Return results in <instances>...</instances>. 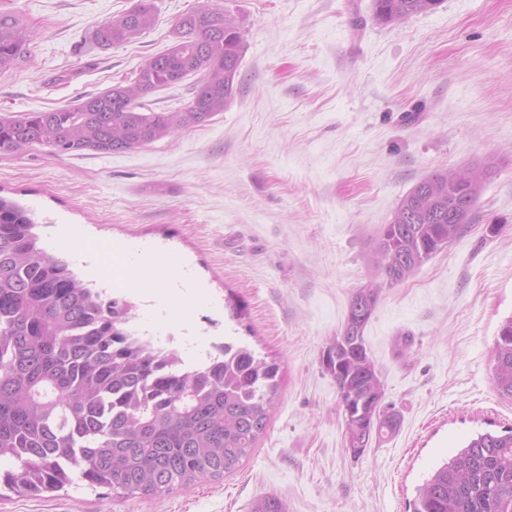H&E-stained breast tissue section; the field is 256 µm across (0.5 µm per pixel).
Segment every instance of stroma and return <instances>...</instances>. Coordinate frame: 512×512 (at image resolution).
<instances>
[{
  "instance_id": "obj_1",
  "label": "stroma",
  "mask_w": 512,
  "mask_h": 512,
  "mask_svg": "<svg viewBox=\"0 0 512 512\" xmlns=\"http://www.w3.org/2000/svg\"><path fill=\"white\" fill-rule=\"evenodd\" d=\"M135 0H0L30 30L26 63L0 74V113L76 104L170 47L183 14L231 11L244 39L238 90L194 130L120 154H0V195L32 213L75 273L79 252L133 242L178 259L199 296L136 299L134 325L207 351L237 336L275 353L283 387L237 470L157 498L74 477L66 490L4 492L0 512H413L430 473L475 435L512 430L492 380L512 315V0H442L397 25L372 0H155L153 29L100 49L95 27ZM494 160L466 232L404 283L384 287L365 331L396 432L360 456L344 445L320 355L352 292L378 272L373 245L427 175ZM84 236L68 237L67 227ZM246 307L232 320L228 294Z\"/></svg>"
}]
</instances>
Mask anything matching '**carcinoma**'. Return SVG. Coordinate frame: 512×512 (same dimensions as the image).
I'll return each mask as SVG.
<instances>
[{
    "label": "carcinoma",
    "instance_id": "1",
    "mask_svg": "<svg viewBox=\"0 0 512 512\" xmlns=\"http://www.w3.org/2000/svg\"><path fill=\"white\" fill-rule=\"evenodd\" d=\"M441 0H373V14L399 24L426 14ZM156 20L153 0L99 24L101 49L131 42ZM174 42L144 60L133 82L74 106L0 115V153L34 146L62 153H122L203 126L232 102L243 36L226 11L203 7L181 16ZM27 25L0 11V74L29 54ZM197 76L190 101L174 112L146 110L150 93ZM491 162L423 178L398 203L376 239L373 261L393 286L460 237ZM37 223L14 200L0 196V485L26 495L57 492L81 469L92 488L116 495L162 496L177 487L219 479L237 469L265 432L281 388L272 355L248 344L230 358L220 352L201 368L180 366L131 339V305L77 278L69 263L40 245ZM382 285L356 289L343 330L324 348V371L336 383L349 419L345 447L365 448L394 433L384 414L368 409L383 388L364 330ZM493 380L512 400V315L499 327ZM251 512H287L275 496ZM414 512H512V431L473 437L438 466L419 489Z\"/></svg>",
    "mask_w": 512,
    "mask_h": 512
}]
</instances>
